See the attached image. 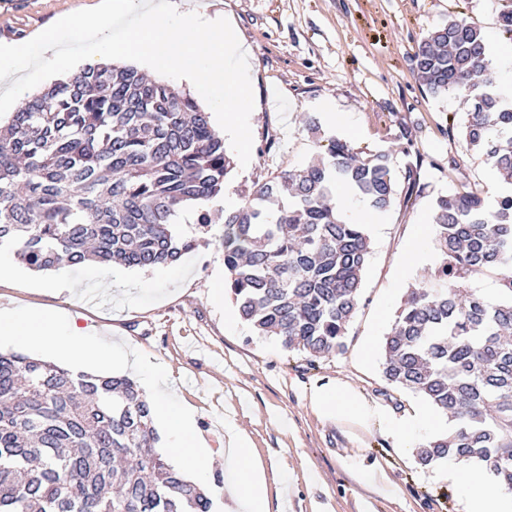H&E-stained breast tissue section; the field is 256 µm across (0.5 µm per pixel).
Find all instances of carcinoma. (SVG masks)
<instances>
[{
  "label": "carcinoma",
  "instance_id": "cac0c4a2",
  "mask_svg": "<svg viewBox=\"0 0 512 512\" xmlns=\"http://www.w3.org/2000/svg\"><path fill=\"white\" fill-rule=\"evenodd\" d=\"M413 72L431 95L462 98L465 142L502 188L492 203L475 186L435 199L441 261L407 290L383 376L452 418L416 449L420 464L489 462L512 489V99L482 28L464 18L427 31ZM404 152L329 138L224 214L227 286L259 334L311 362L343 350L371 241L337 195L347 188L381 213L402 182L409 205L419 171H397ZM229 171L224 138L190 95L134 66L85 67L27 100L0 133V246L33 271L165 266L194 246L177 234L179 212L217 196ZM479 273L495 275L497 299L465 287ZM154 441L150 403L131 378L0 353V512H211L207 491Z\"/></svg>",
  "mask_w": 512,
  "mask_h": 512
}]
</instances>
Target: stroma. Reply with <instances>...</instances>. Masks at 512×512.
<instances>
[{"label": "stroma", "mask_w": 512, "mask_h": 512, "mask_svg": "<svg viewBox=\"0 0 512 512\" xmlns=\"http://www.w3.org/2000/svg\"><path fill=\"white\" fill-rule=\"evenodd\" d=\"M98 0H0V29L25 38ZM210 15L227 18L252 49L255 107L250 116L254 162L232 168L225 187L245 202L256 183L307 163L319 150L302 120L319 118L322 105L345 122L322 126L320 138L341 137L378 151L407 132L411 152L424 158L414 206L395 205L369 225L371 253L360 302L347 327L343 352L309 362L274 336H261L243 319L226 323L231 296L213 301L225 276L222 234L180 217L182 236L195 238L175 267L146 270L98 263L44 272L13 263L0 274V309H37L76 319L117 349L166 365L174 403L197 413L196 434L214 450L224 427L238 426L251 440L269 485L285 489L271 512H464L458 488L423 466L379 430L319 417L315 387L347 381L352 396L401 416L420 395L386 383L383 341L407 288L438 265L421 216L438 196L467 183L494 196L497 176L448 119L462 115L456 93L435 97L420 85L412 56L433 26L451 17L476 22L493 46L507 44L499 17L504 0H197ZM456 157L461 172L449 174ZM429 254L408 265L409 245ZM115 280L106 295L71 296L44 289L47 281L93 286Z\"/></svg>", "instance_id": "1"}]
</instances>
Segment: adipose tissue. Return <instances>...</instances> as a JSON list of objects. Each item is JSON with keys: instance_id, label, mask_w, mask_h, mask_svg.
Returning a JSON list of instances; mask_svg holds the SVG:
<instances>
[{"instance_id": "ef3b65f1", "label": "adipose tissue", "mask_w": 512, "mask_h": 512, "mask_svg": "<svg viewBox=\"0 0 512 512\" xmlns=\"http://www.w3.org/2000/svg\"><path fill=\"white\" fill-rule=\"evenodd\" d=\"M0 335L20 344L58 341L74 351L83 364L105 362L117 356L104 338L88 335L76 319L48 316L33 309H0ZM131 366L158 395V414L169 433L173 465L194 470L206 467L213 451L193 433V410L169 402L166 396L169 370L138 359L133 360ZM311 404L323 417L352 420L361 425L378 424L403 448L422 445L426 433L439 424L437 417L418 405L412 406L402 418L389 417L366 400L352 397L348 384L343 381L314 389ZM224 467L237 477L235 484L225 490L233 503V512H270L267 479L256 463L251 442L231 426L224 429ZM442 473L461 491L465 512H512V492H485L480 487L479 472L471 465L452 459Z\"/></svg>"}]
</instances>
